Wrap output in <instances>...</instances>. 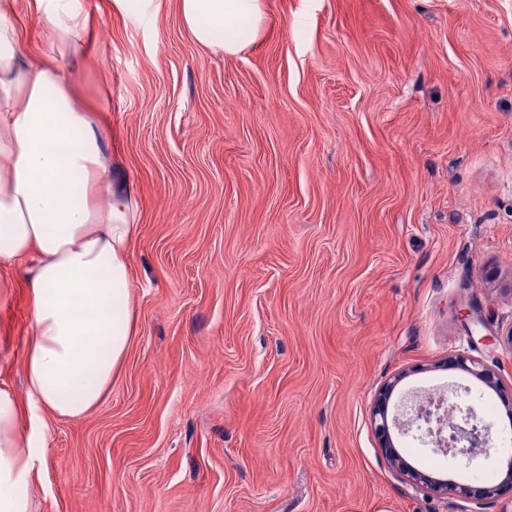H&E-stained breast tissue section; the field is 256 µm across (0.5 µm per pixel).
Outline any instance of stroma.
Returning <instances> with one entry per match:
<instances>
[{"label": "stroma", "mask_w": 512, "mask_h": 512, "mask_svg": "<svg viewBox=\"0 0 512 512\" xmlns=\"http://www.w3.org/2000/svg\"><path fill=\"white\" fill-rule=\"evenodd\" d=\"M78 94L130 194L135 335L105 402L50 418L33 512H502L413 489L379 390L469 385L494 439L512 387V0H265L229 58L88 0ZM0 294V380L24 393L30 311ZM477 308L481 323L463 326ZM485 487L504 448L461 473ZM448 364L452 365L457 370L468 373L475 379H478L487 386L493 388L499 393L503 405L511 411L512 390L501 385L486 365L477 359H473L463 354L450 355L448 357Z\"/></svg>", "instance_id": "1"}]
</instances>
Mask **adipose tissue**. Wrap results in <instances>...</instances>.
<instances>
[{"instance_id": "adipose-tissue-1", "label": "adipose tissue", "mask_w": 512, "mask_h": 512, "mask_svg": "<svg viewBox=\"0 0 512 512\" xmlns=\"http://www.w3.org/2000/svg\"><path fill=\"white\" fill-rule=\"evenodd\" d=\"M182 25L206 48L235 56L255 43L264 0H177ZM54 46L19 51L23 15ZM89 12L83 0H0V268L33 265L23 367L27 396L0 382V512H32L30 486L51 438L47 415L84 416L108 395L134 334L131 258L138 227L129 195L108 185L103 127L77 99Z\"/></svg>"}]
</instances>
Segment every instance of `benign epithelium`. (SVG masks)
I'll return each mask as SVG.
<instances>
[{
	"instance_id": "1",
	"label": "benign epithelium",
	"mask_w": 512,
	"mask_h": 512,
	"mask_svg": "<svg viewBox=\"0 0 512 512\" xmlns=\"http://www.w3.org/2000/svg\"><path fill=\"white\" fill-rule=\"evenodd\" d=\"M448 364L485 383L499 393L503 405L512 406V390L501 385L491 370L477 359L463 354L448 356ZM402 376L388 382L379 394L373 408L372 422L379 437L382 452L391 466L401 473L406 480L417 489H426L437 495H451L461 500L497 498L512 492V472L506 473L504 479L491 487H473L458 482H448L434 478L406 463L401 454L394 448L391 430L398 427V416H389L388 402ZM418 422L427 426L426 433L437 437L442 452L452 456H463L470 460L487 455L492 449L490 427L478 425L476 408L464 405L458 408V419L445 421L439 408L421 406L414 411L408 423Z\"/></svg>"
}]
</instances>
